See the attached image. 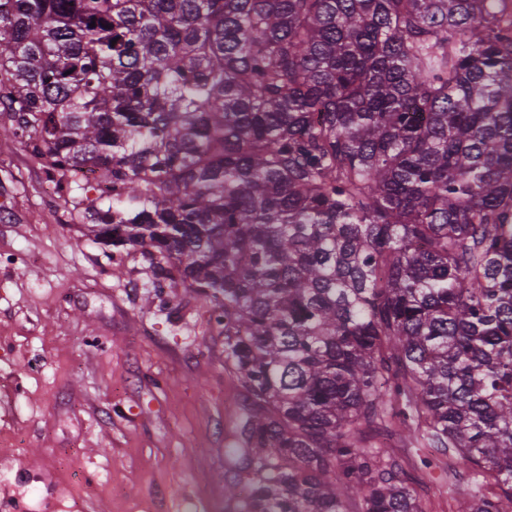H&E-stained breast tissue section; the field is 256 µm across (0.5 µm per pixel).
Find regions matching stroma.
<instances>
[{
    "label": "stroma",
    "mask_w": 512,
    "mask_h": 512,
    "mask_svg": "<svg viewBox=\"0 0 512 512\" xmlns=\"http://www.w3.org/2000/svg\"><path fill=\"white\" fill-rule=\"evenodd\" d=\"M78 222L0 139V512H224L243 389L212 303ZM391 444L428 512H454L447 457Z\"/></svg>",
    "instance_id": "stroma-1"
}]
</instances>
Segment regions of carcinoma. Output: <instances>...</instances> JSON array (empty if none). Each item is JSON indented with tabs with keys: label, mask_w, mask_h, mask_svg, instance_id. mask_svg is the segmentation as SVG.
Listing matches in <instances>:
<instances>
[{
	"label": "carcinoma",
	"mask_w": 512,
	"mask_h": 512,
	"mask_svg": "<svg viewBox=\"0 0 512 512\" xmlns=\"http://www.w3.org/2000/svg\"><path fill=\"white\" fill-rule=\"evenodd\" d=\"M0 108L95 241L214 305L234 512H425L399 428L512 512L507 0H0Z\"/></svg>",
	"instance_id": "carcinoma-1"
}]
</instances>
